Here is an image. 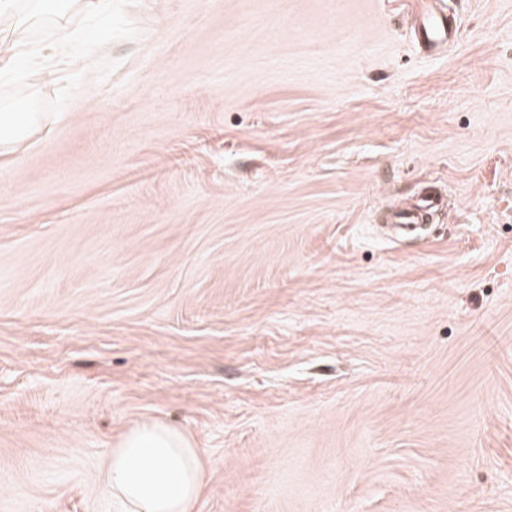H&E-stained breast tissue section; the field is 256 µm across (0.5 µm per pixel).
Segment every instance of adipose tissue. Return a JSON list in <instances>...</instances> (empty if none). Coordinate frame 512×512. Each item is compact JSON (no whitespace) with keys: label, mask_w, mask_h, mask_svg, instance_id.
Masks as SVG:
<instances>
[{"label":"adipose tissue","mask_w":512,"mask_h":512,"mask_svg":"<svg viewBox=\"0 0 512 512\" xmlns=\"http://www.w3.org/2000/svg\"><path fill=\"white\" fill-rule=\"evenodd\" d=\"M207 474L203 451L184 430L150 418L112 448L105 492L115 512H197Z\"/></svg>","instance_id":"1"}]
</instances>
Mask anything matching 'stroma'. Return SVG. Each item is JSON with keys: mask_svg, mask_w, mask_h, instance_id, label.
Returning a JSON list of instances; mask_svg holds the SVG:
<instances>
[{"mask_svg": "<svg viewBox=\"0 0 512 512\" xmlns=\"http://www.w3.org/2000/svg\"><path fill=\"white\" fill-rule=\"evenodd\" d=\"M112 0L0 113V512H113L181 427L197 512H512V0ZM438 197L398 236L396 212ZM414 33L420 46L431 54H438L439 48L456 37L457 29L453 20L444 13H437L426 7L412 21ZM35 117L27 114L22 121H11L0 114V147L6 149L18 141L24 140L34 128ZM207 474L203 451L184 430L150 418L112 448L105 493L115 512H197Z\"/></svg>", "mask_w": 512, "mask_h": 512, "instance_id": "stroma-1", "label": "stroma"}]
</instances>
